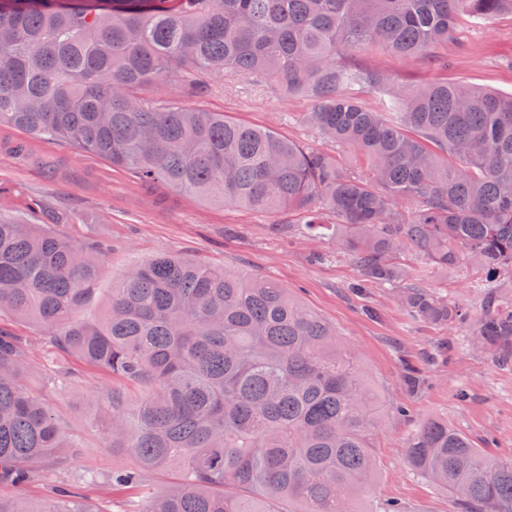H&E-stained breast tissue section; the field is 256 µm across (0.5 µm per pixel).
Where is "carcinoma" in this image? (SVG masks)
Segmentation results:
<instances>
[{
    "label": "carcinoma",
    "instance_id": "1",
    "mask_svg": "<svg viewBox=\"0 0 512 512\" xmlns=\"http://www.w3.org/2000/svg\"><path fill=\"white\" fill-rule=\"evenodd\" d=\"M504 11L512 0H0V126L145 184L286 212L363 281L400 289L412 318L449 325L460 314L448 299L403 281L462 259L487 283L512 275V94L446 78L414 87L359 60L445 68L435 49L457 17ZM221 75L310 99L305 119L335 152L142 95L180 78L203 97ZM70 223L49 197L30 224L0 220V318L37 324L57 352L112 379L91 394L94 421L133 463L104 481L71 474L77 445L27 389L25 342L0 326V485L63 477L48 501L0 497V512H92L89 486L119 495V512H281L284 500L353 512L376 469L379 406L336 327L274 281L174 253L128 266L90 319L107 248L61 234ZM406 250L425 265L400 263ZM472 340L512 359V303L493 301ZM406 461L460 512H512V460L443 419L413 430ZM169 470L170 490L138 498Z\"/></svg>",
    "mask_w": 512,
    "mask_h": 512
}]
</instances>
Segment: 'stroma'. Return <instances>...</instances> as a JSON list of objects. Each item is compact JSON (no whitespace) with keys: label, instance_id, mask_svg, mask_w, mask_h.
I'll use <instances>...</instances> for the list:
<instances>
[{"label":"stroma","instance_id":"35a3bbf8","mask_svg":"<svg viewBox=\"0 0 512 512\" xmlns=\"http://www.w3.org/2000/svg\"><path fill=\"white\" fill-rule=\"evenodd\" d=\"M448 69L428 68L421 58L383 56L380 67L407 84L422 85L441 77L512 93V14L479 24L458 20L447 44ZM202 98L185 95L181 83L164 94L188 107L223 112L260 125L301 145L325 148L317 132L302 120L309 99L275 92L270 83L217 77ZM21 133L0 130V218L24 220L31 200L50 197L70 215L76 240L91 237L112 244L100 273L99 291L89 309L103 313L113 275L131 263L162 252L273 279L309 308L333 323L353 352L383 405L374 424L377 468L357 494L359 512H378L396 499L410 512H458L455 502L434 484L413 474L405 462L409 433L431 418L469 435L490 454L512 459V363L495 360L473 344L470 332L485 305L473 282L481 273L468 260L435 275L425 286L435 295L466 310V320L438 325L411 318L391 289L358 288L357 267L330 240L308 236L304 225L289 224L287 215L226 208L194 197L145 186L113 171L102 159L52 140L31 139L24 155H16ZM29 344L26 383L55 408L78 445L73 471H109L131 463L128 455L104 445L101 429L91 421L86 396L105 375L79 360L62 356L61 368L72 377L55 389L42 362L50 353L37 326L15 325Z\"/></svg>","mask_w":512,"mask_h":512}]
</instances>
